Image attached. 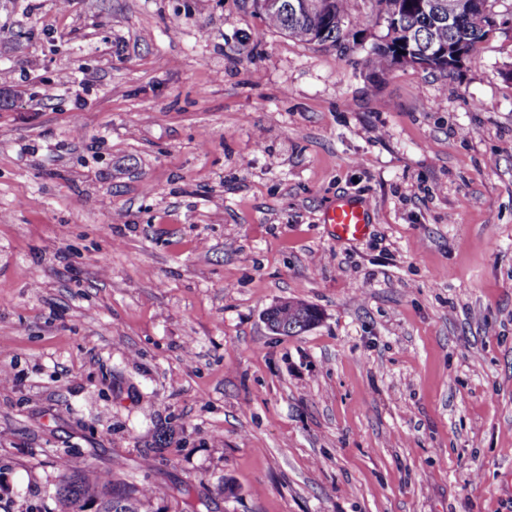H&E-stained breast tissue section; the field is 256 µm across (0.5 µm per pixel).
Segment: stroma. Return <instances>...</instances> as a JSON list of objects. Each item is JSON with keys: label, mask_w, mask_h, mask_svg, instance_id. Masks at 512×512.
Returning a JSON list of instances; mask_svg holds the SVG:
<instances>
[{"label": "stroma", "mask_w": 512, "mask_h": 512, "mask_svg": "<svg viewBox=\"0 0 512 512\" xmlns=\"http://www.w3.org/2000/svg\"><path fill=\"white\" fill-rule=\"evenodd\" d=\"M355 13L344 51L252 0H0V512L67 461L208 512H512V28L378 74ZM323 224H328L336 238L344 241L359 240L369 234L372 216L369 205L354 196L336 199L323 212ZM271 307L274 322L270 329L285 335L304 332L319 319L317 310L303 302L285 300Z\"/></svg>", "instance_id": "obj_1"}]
</instances>
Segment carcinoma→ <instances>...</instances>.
<instances>
[{"mask_svg":"<svg viewBox=\"0 0 512 512\" xmlns=\"http://www.w3.org/2000/svg\"><path fill=\"white\" fill-rule=\"evenodd\" d=\"M356 0H333L332 9L326 15L310 16L302 12L300 0H281V7L272 11L265 7L264 0H253V6L266 24L288 34L299 41H317L334 47H343L347 24L355 19ZM421 0H402L408 10L401 19L402 36L393 41L406 39L413 46L431 42H448L457 37L467 41L468 51L474 52L477 46L489 39L490 22L486 14L476 12L453 28H448V18L437 13H419L415 5ZM390 46H373L369 53L370 66L385 72L393 65ZM274 322L271 330L294 335L306 331L314 325L319 314L317 310L303 302L281 301L273 305ZM60 512H142L143 489L135 490L130 484L112 478V472H100L90 479L85 471L77 466H69L56 491Z\"/></svg>","mask_w":512,"mask_h":512,"instance_id":"obj_1","label":"carcinoma"}]
</instances>
